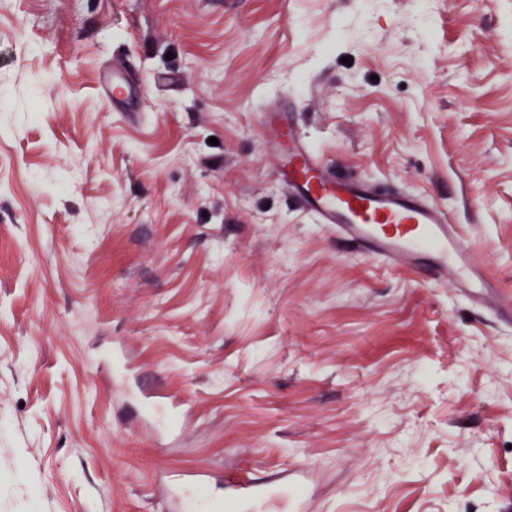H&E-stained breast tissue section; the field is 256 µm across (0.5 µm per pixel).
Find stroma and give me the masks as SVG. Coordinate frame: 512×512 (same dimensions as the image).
Here are the masks:
<instances>
[{"instance_id":"stroma-1","label":"stroma","mask_w":512,"mask_h":512,"mask_svg":"<svg viewBox=\"0 0 512 512\" xmlns=\"http://www.w3.org/2000/svg\"><path fill=\"white\" fill-rule=\"evenodd\" d=\"M274 100L512 291V0H0V512H164L156 472L196 467L301 474L308 512H512V325L319 224ZM116 341L179 436L113 389ZM100 84L105 95L112 98V103L117 105L126 100L132 88L120 64L115 62L112 63V67L103 69Z\"/></svg>"}]
</instances>
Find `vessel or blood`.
Returning <instances> with one entry per match:
<instances>
[{"mask_svg":"<svg viewBox=\"0 0 512 512\" xmlns=\"http://www.w3.org/2000/svg\"><path fill=\"white\" fill-rule=\"evenodd\" d=\"M100 84L117 105L131 92L117 63L103 69ZM262 123L285 154L289 184L316 220L328 225L337 238L395 269L426 267L438 281L452 280L471 300L491 304L501 319L512 320V293L500 290L458 225L451 223L447 210L410 194L377 192L325 165L306 141L292 135L285 109L268 108ZM156 480L169 496L192 494L209 500L212 512H223L228 504H254L275 493L274 487L255 485L232 474L214 480L203 468L163 470Z\"/></svg>","mask_w":512,"mask_h":512,"instance_id":"vessel-or-blood-1","label":"vessel or blood"}]
</instances>
